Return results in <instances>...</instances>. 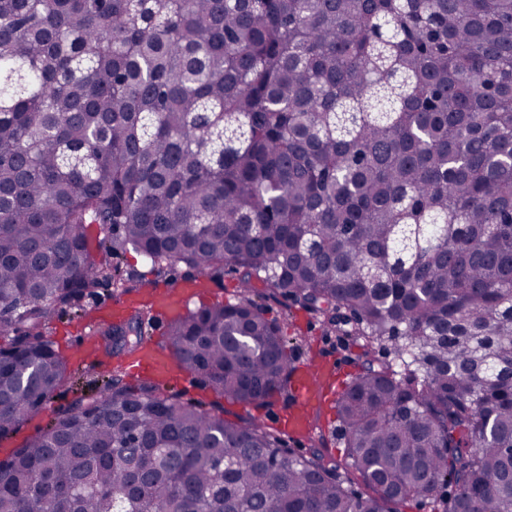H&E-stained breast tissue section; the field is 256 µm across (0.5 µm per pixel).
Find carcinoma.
<instances>
[{
    "label": "carcinoma",
    "mask_w": 512,
    "mask_h": 512,
    "mask_svg": "<svg viewBox=\"0 0 512 512\" xmlns=\"http://www.w3.org/2000/svg\"><path fill=\"white\" fill-rule=\"evenodd\" d=\"M0 193V436L68 378L51 320L147 288L130 251L236 276L166 332L227 400L295 369L257 287L361 362L340 461L113 366L0 461V512L68 487L73 512H512V0H0ZM153 320L139 301L91 364Z\"/></svg>",
    "instance_id": "carcinoma-1"
}]
</instances>
